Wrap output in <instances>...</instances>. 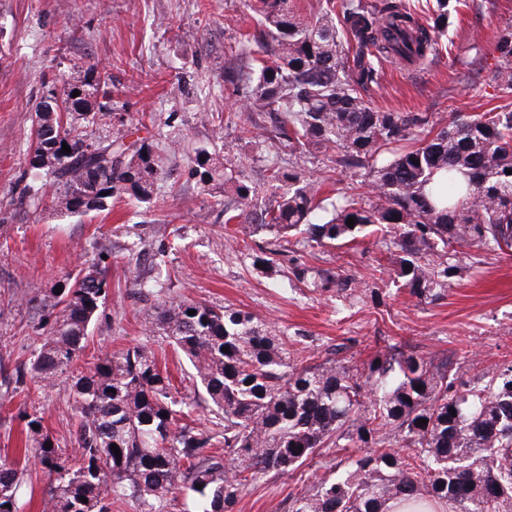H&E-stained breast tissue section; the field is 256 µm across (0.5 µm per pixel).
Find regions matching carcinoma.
<instances>
[{"mask_svg":"<svg viewBox=\"0 0 512 512\" xmlns=\"http://www.w3.org/2000/svg\"><path fill=\"white\" fill-rule=\"evenodd\" d=\"M325 4L305 21L290 0H253L261 27L250 35L251 60L224 67V81L237 87L244 111L279 118L276 138L289 155L322 148L336 155V168L366 176L369 195L345 196L329 212L323 181L277 167L269 182L280 192L259 206L244 157L232 163L200 150L192 173L203 190L229 199L224 223L242 218L253 234L295 231L325 247L385 229L401 253L394 277L410 296L439 300L456 269L430 257L459 247L512 250V109L454 115L437 130L429 112L383 111L369 100L381 58L422 64L438 54L457 0H434L425 24L409 0ZM496 49L490 80L512 96V29L499 34ZM80 86L74 98L76 86L63 85L55 146L37 134L28 169L53 178L57 204L70 214L106 210L122 195L152 203L163 158L145 143L133 149L88 134L101 120L97 97L109 95L108 82L84 78ZM408 140L415 145L381 160ZM311 285L339 293L346 281L319 274ZM61 287L39 300L53 320L33 357L8 377L13 394L73 367L105 305L107 274L94 262L65 275ZM150 332L190 362L213 427L193 425L191 404L173 394L152 346L104 353L72 379L76 451H63L42 417L26 420L48 478L46 512H164L169 494L181 489L195 498L196 512H236L252 483L292 474L332 447L343 452L336 476L303 485L290 512H385L401 498L451 512H512V364L485 371L481 386L459 381L446 361L403 350L359 365H299L288 343L254 316L183 299L156 305ZM21 485L15 464L1 461L0 512H19Z\"/></svg>","mask_w":512,"mask_h":512,"instance_id":"1","label":"carcinoma"}]
</instances>
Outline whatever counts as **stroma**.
I'll list each match as a JSON object with an SVG mask.
<instances>
[{
	"mask_svg": "<svg viewBox=\"0 0 512 512\" xmlns=\"http://www.w3.org/2000/svg\"><path fill=\"white\" fill-rule=\"evenodd\" d=\"M254 26L242 0H0V218H9L0 221V372L39 347L44 291L92 261L103 263L109 294L80 361L152 345L165 350L161 368L181 397L195 394L189 363L147 330L154 307L168 298L250 313L287 340L291 357L311 363H361L392 345L449 361L470 379L512 362V256L461 248L447 297L419 303L390 276L398 252L382 232L313 249L298 236L278 242L268 232L251 235L243 224L225 223L221 193H203L189 173L196 150L249 155L247 174L266 194L267 167L288 163L277 143L254 149L237 137L238 123L250 117L235 108L224 66L247 59ZM510 26L512 0H466L431 64L382 62L373 105L443 120L503 105L489 76L498 63L495 37ZM89 68L110 78L106 107L123 116L124 133L169 156L152 207L124 196L108 210L74 216L56 207L51 182H43L38 197L25 192L35 112ZM211 114L221 117V127L208 122ZM176 141L181 148L174 153ZM274 241L281 251L275 264L257 266ZM294 259L352 278L354 291L313 293L289 281ZM69 392L64 374L50 388L0 396V459H23L28 414L42 416L62 449L71 450ZM339 459L325 449L293 474L261 478L243 492L237 512H289L304 482L332 476Z\"/></svg>",
	"mask_w": 512,
	"mask_h": 512,
	"instance_id": "1",
	"label": "stroma"
}]
</instances>
